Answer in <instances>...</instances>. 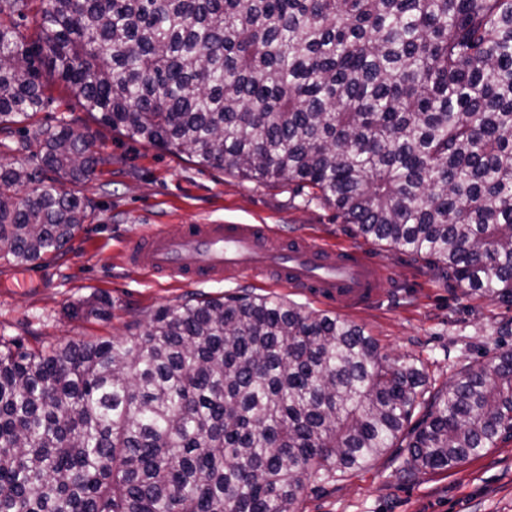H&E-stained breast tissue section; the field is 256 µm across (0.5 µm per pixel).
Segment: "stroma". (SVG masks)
Segmentation results:
<instances>
[{"mask_svg":"<svg viewBox=\"0 0 512 512\" xmlns=\"http://www.w3.org/2000/svg\"><path fill=\"white\" fill-rule=\"evenodd\" d=\"M37 122L64 116L94 137L108 164L71 185L88 217L61 255L28 269L0 258V340L43 350L69 342L120 340L156 309L195 297L261 294L324 312L320 299L284 282L222 280L194 284L126 263V243L175 224H266L281 239L302 236L362 251L386 270L379 302L346 312L390 358H416L442 386L462 364L512 348V306L467 295L410 254L354 235L321 201L285 182L258 183L197 166L187 156L139 143L101 125L76 92L48 81ZM101 304V317L85 315ZM396 452L365 468L307 485L297 512H512V439L449 471L407 479Z\"/></svg>","mask_w":512,"mask_h":512,"instance_id":"stroma-1","label":"stroma"}]
</instances>
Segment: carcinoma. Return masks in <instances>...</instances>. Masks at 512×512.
<instances>
[{
  "label": "carcinoma",
  "mask_w": 512,
  "mask_h": 512,
  "mask_svg": "<svg viewBox=\"0 0 512 512\" xmlns=\"http://www.w3.org/2000/svg\"><path fill=\"white\" fill-rule=\"evenodd\" d=\"M0 0V134L52 77L135 142L288 181L366 239L512 305V0ZM0 166V257L56 255L109 162L62 116ZM423 417L412 422L416 408ZM512 438V349L435 391L365 330L262 295L121 341L0 343V512H296L390 448L449 471Z\"/></svg>",
  "instance_id": "obj_1"
}]
</instances>
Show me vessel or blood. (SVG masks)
I'll use <instances>...</instances> for the list:
<instances>
[{
    "label": "vessel or blood",
    "mask_w": 512,
    "mask_h": 512,
    "mask_svg": "<svg viewBox=\"0 0 512 512\" xmlns=\"http://www.w3.org/2000/svg\"><path fill=\"white\" fill-rule=\"evenodd\" d=\"M125 257L171 277L283 281L339 311L375 304L386 276L357 250H332L307 239L285 243L259 224H182L133 239Z\"/></svg>",
    "instance_id": "1"
}]
</instances>
